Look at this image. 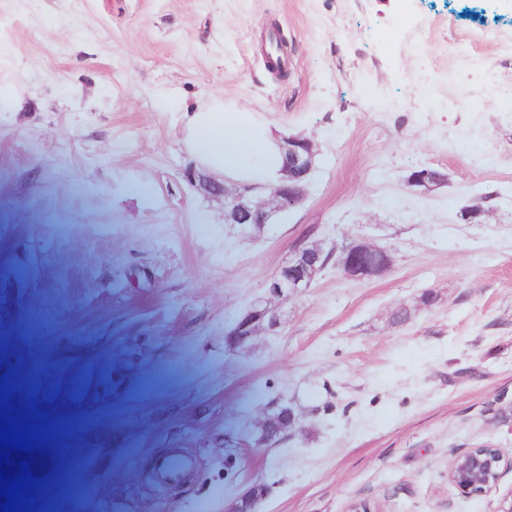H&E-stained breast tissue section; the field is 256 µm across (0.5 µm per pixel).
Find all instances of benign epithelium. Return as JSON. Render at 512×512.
<instances>
[{"mask_svg": "<svg viewBox=\"0 0 512 512\" xmlns=\"http://www.w3.org/2000/svg\"><path fill=\"white\" fill-rule=\"evenodd\" d=\"M283 153V174L279 183L264 187L243 184L236 188L226 186L210 177H202L204 189L224 199V223L235 224L244 236H251L270 223L273 214L299 204L305 195L306 182L317 154L316 145L308 138L289 136L280 144ZM325 250L317 244H302L288 264L269 282V293L286 299L309 287L325 268ZM392 265L390 251L374 244L353 243L342 248L336 257V268L345 275L372 278L386 272ZM280 327L273 309H256L242 315L236 326L226 335L229 348H238L259 329L275 332ZM298 417L286 407L278 406L272 413L271 428L260 439L273 443L295 426ZM512 469V459H505L496 444L483 442L454 454L448 468L452 485L471 496L487 495L498 489L501 476ZM263 484L252 486L249 494L233 502L228 512H257L256 505L265 496Z\"/></svg>", "mask_w": 512, "mask_h": 512, "instance_id": "benign-epithelium-1", "label": "benign epithelium"}]
</instances>
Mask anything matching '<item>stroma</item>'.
Instances as JSON below:
<instances>
[{"label":"stroma","instance_id":"obj_1","mask_svg":"<svg viewBox=\"0 0 512 512\" xmlns=\"http://www.w3.org/2000/svg\"><path fill=\"white\" fill-rule=\"evenodd\" d=\"M0 19V320L42 307L65 329L11 405L56 432L62 365L81 371L87 512H227L257 480L259 512L512 495V471L481 497L448 480L469 445L512 457V0H0ZM215 99L318 149L304 201L250 237L183 142ZM425 168L444 182L411 185ZM361 241L390 270L328 265L278 333L225 348L298 244ZM276 405L297 427L243 447ZM176 449L194 477L154 487Z\"/></svg>","mask_w":512,"mask_h":512}]
</instances>
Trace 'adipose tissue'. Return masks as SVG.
Returning a JSON list of instances; mask_svg holds the SVG:
<instances>
[{
	"label": "adipose tissue",
	"mask_w": 512,
	"mask_h": 512,
	"mask_svg": "<svg viewBox=\"0 0 512 512\" xmlns=\"http://www.w3.org/2000/svg\"><path fill=\"white\" fill-rule=\"evenodd\" d=\"M185 142L202 167L248 184L277 182L282 167L280 141L251 112L225 108L217 100L189 112Z\"/></svg>",
	"instance_id": "adipose-tissue-1"
}]
</instances>
